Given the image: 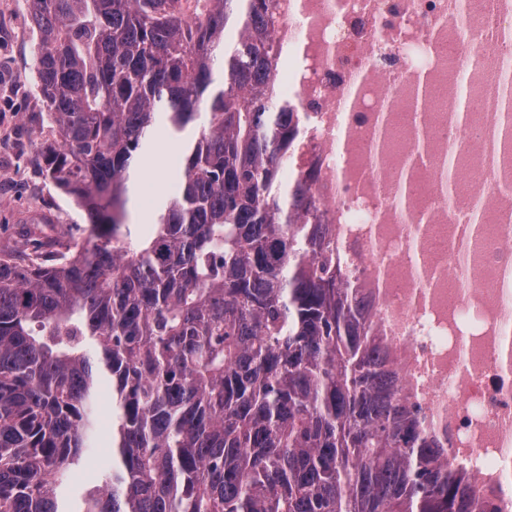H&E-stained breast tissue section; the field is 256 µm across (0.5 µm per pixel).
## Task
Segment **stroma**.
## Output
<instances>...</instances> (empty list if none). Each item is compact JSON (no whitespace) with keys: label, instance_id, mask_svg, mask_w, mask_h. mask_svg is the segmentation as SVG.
I'll return each instance as SVG.
<instances>
[{"label":"stroma","instance_id":"1","mask_svg":"<svg viewBox=\"0 0 512 512\" xmlns=\"http://www.w3.org/2000/svg\"><path fill=\"white\" fill-rule=\"evenodd\" d=\"M30 0H0V12L13 21L10 37L0 36V63L9 66L8 75L0 74V122L13 119L6 132L12 142V155L0 154V247L22 250L20 225L43 217L38 201L52 204L65 234L64 248L75 249L88 237L84 211L74 199L57 189L49 179L41 160V148L32 143L35 130L47 132L46 106L34 79L35 51L39 35L31 23ZM181 151L178 142L159 137L138 167L136 190L129 195V224L132 236H140L145 222L158 200L164 199L172 185V171ZM112 391L102 387L99 393V439L97 447L85 450L79 463L66 479L65 505L73 512L81 491L90 485L104 484L112 460Z\"/></svg>","mask_w":512,"mask_h":512}]
</instances>
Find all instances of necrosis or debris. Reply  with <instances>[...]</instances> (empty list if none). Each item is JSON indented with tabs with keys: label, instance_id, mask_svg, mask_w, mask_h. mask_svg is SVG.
<instances>
[{
	"label": "necrosis or debris",
	"instance_id": "necrosis-or-debris-1",
	"mask_svg": "<svg viewBox=\"0 0 512 512\" xmlns=\"http://www.w3.org/2000/svg\"><path fill=\"white\" fill-rule=\"evenodd\" d=\"M272 3L288 61L273 92L303 117L291 156L316 221L374 313L400 398L476 477V504L512 512V144L494 139L493 99L512 87V0ZM424 81L442 109L417 108ZM401 121L395 151L383 130Z\"/></svg>",
	"mask_w": 512,
	"mask_h": 512
}]
</instances>
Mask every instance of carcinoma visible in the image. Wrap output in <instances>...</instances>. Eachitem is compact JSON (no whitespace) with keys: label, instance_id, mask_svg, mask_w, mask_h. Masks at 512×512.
<instances>
[{"label":"carcinoma","instance_id":"obj_1","mask_svg":"<svg viewBox=\"0 0 512 512\" xmlns=\"http://www.w3.org/2000/svg\"><path fill=\"white\" fill-rule=\"evenodd\" d=\"M31 0L66 254L0 249V512H472V476L393 396L265 89L270 0ZM224 58L215 84L212 63ZM204 115L144 238L128 172ZM112 385V474L60 488Z\"/></svg>","mask_w":512,"mask_h":512}]
</instances>
